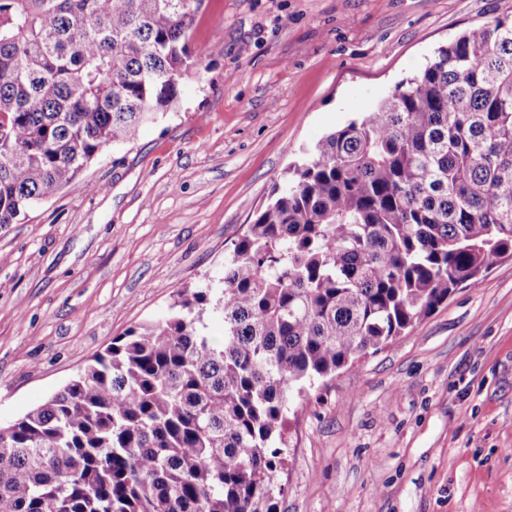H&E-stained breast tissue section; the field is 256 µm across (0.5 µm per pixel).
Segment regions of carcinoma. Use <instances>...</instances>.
I'll return each mask as SVG.
<instances>
[{
  "label": "carcinoma",
  "instance_id": "obj_1",
  "mask_svg": "<svg viewBox=\"0 0 512 512\" xmlns=\"http://www.w3.org/2000/svg\"><path fill=\"white\" fill-rule=\"evenodd\" d=\"M182 2L0 0V225L177 104L197 66ZM506 255L512 16L320 140L219 286L179 292L0 426V512H277L291 400Z\"/></svg>",
  "mask_w": 512,
  "mask_h": 512
}]
</instances>
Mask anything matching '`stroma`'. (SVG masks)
Instances as JSON below:
<instances>
[{
    "label": "stroma",
    "mask_w": 512,
    "mask_h": 512,
    "mask_svg": "<svg viewBox=\"0 0 512 512\" xmlns=\"http://www.w3.org/2000/svg\"><path fill=\"white\" fill-rule=\"evenodd\" d=\"M510 15L512 0H204L175 108L0 226V424L222 277L323 137ZM294 409L278 512H512V259Z\"/></svg>",
    "instance_id": "1"
}]
</instances>
